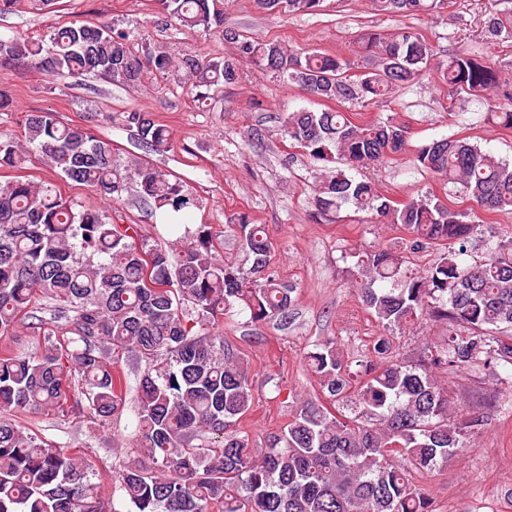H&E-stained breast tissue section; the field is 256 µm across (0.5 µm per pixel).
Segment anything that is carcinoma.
Segmentation results:
<instances>
[{
	"label": "carcinoma",
	"instance_id": "cac0c4a2",
	"mask_svg": "<svg viewBox=\"0 0 512 512\" xmlns=\"http://www.w3.org/2000/svg\"><path fill=\"white\" fill-rule=\"evenodd\" d=\"M322 0H256L270 13L311 14ZM376 11L430 15L447 0H373ZM174 22L235 44L228 57H179L136 31L75 20L48 35L0 38V67L48 76L82 73L110 83L139 84L156 72L178 79L198 102L214 85H231L240 66L253 64L287 85L336 107L281 118L279 131L309 156L338 163L315 179L323 213L350 205L409 234L356 261L355 292L383 334L366 355L349 357L337 339L308 353L307 364L324 398L303 402L288 424L257 450L238 429L253 402L251 363L217 330L238 307L254 322L288 323L295 288L271 266L273 242L246 213L227 220L224 233L245 252L248 266L213 255L207 224L180 238L176 254L152 243L139 225L85 209L28 172L32 156L64 178L116 203L133 185L155 209L189 211L198 199L176 176L147 161L124 164L112 141L65 124L47 109L26 114L25 144L0 133V338L28 322L43 331L33 353L0 349V512H112V500L89 460L26 431L23 412H89L110 418L123 409L125 382L112 354L130 349L145 362L139 380L137 447L140 459L123 466L119 489L128 512H435L414 481L466 446L487 416L453 404L442 377L482 364L512 366V238L485 240L475 259L476 210L512 211V165L469 140L443 138L420 147L417 167L459 185L470 203L456 210L429 196L402 206L370 179L349 170L377 166L398 154L408 128L357 124L342 108L366 107L430 68L433 49L410 27L371 30L358 52L376 65L355 73L352 63L318 50L299 52L280 40L224 27V0H162ZM488 41L512 38V18L493 17ZM448 108L464 96H496L498 124L512 128V82L496 62L460 51L441 71ZM149 152L170 144L167 126L146 112L122 113ZM436 250L416 273L410 257ZM51 304L56 323L37 315ZM442 322L448 335L428 342L414 360L392 353L388 332L420 321ZM73 337L67 338L65 334Z\"/></svg>",
	"mask_w": 512,
	"mask_h": 512
}]
</instances>
